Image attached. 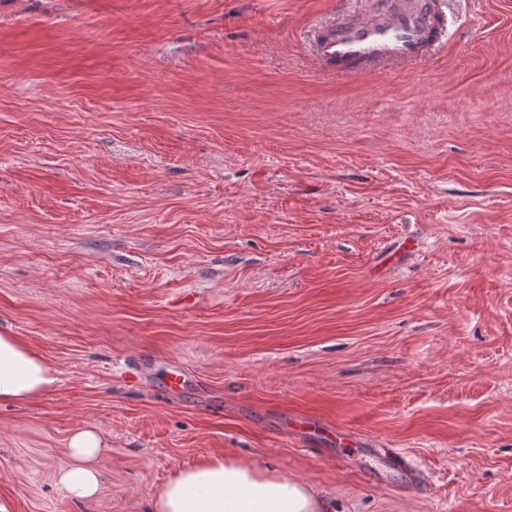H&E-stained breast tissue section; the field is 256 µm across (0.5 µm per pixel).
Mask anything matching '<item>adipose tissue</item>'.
<instances>
[{"mask_svg": "<svg viewBox=\"0 0 512 512\" xmlns=\"http://www.w3.org/2000/svg\"><path fill=\"white\" fill-rule=\"evenodd\" d=\"M58 381L55 370L18 337L0 334V404L44 397ZM104 440L93 427L68 440L70 464L57 477L62 491L83 501L102 479L92 461ZM149 512H331L328 499L305 484L231 458L210 457L178 470L149 503Z\"/></svg>", "mask_w": 512, "mask_h": 512, "instance_id": "obj_1", "label": "adipose tissue"}]
</instances>
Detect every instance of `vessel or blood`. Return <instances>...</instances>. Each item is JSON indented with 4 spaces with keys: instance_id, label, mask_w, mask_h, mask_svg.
<instances>
[{
    "instance_id": "1",
    "label": "vessel or blood",
    "mask_w": 512,
    "mask_h": 512,
    "mask_svg": "<svg viewBox=\"0 0 512 512\" xmlns=\"http://www.w3.org/2000/svg\"><path fill=\"white\" fill-rule=\"evenodd\" d=\"M439 36L438 0H398L394 8L347 15L323 30L319 61L339 75L386 63H419Z\"/></svg>"
}]
</instances>
